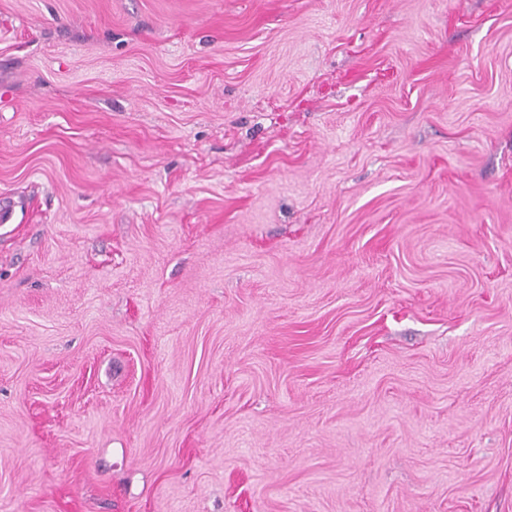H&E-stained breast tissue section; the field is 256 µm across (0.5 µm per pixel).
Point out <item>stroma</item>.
Returning <instances> with one entry per match:
<instances>
[{
    "label": "stroma",
    "mask_w": 512,
    "mask_h": 512,
    "mask_svg": "<svg viewBox=\"0 0 512 512\" xmlns=\"http://www.w3.org/2000/svg\"><path fill=\"white\" fill-rule=\"evenodd\" d=\"M512 512V0H0V512Z\"/></svg>",
    "instance_id": "stroma-1"
}]
</instances>
